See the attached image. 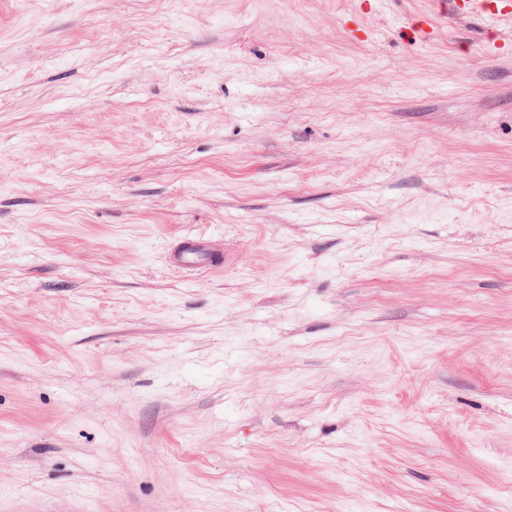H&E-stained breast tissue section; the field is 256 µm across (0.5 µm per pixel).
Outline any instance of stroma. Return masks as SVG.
Instances as JSON below:
<instances>
[{"mask_svg":"<svg viewBox=\"0 0 512 512\" xmlns=\"http://www.w3.org/2000/svg\"><path fill=\"white\" fill-rule=\"evenodd\" d=\"M507 42L0 0V512H512ZM170 264L185 271H206L224 262V251L210 241L185 237L174 244L168 253Z\"/></svg>","mask_w":512,"mask_h":512,"instance_id":"1","label":"stroma"}]
</instances>
